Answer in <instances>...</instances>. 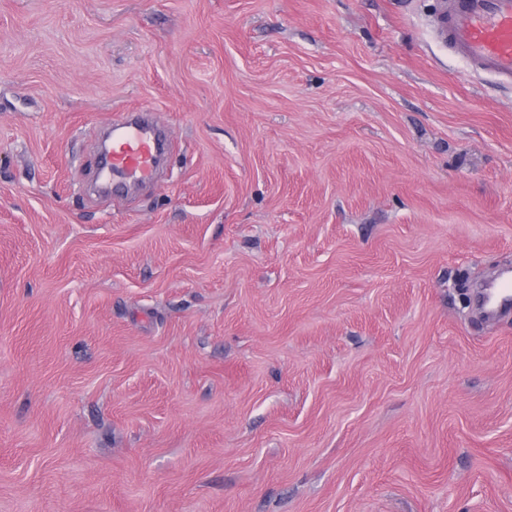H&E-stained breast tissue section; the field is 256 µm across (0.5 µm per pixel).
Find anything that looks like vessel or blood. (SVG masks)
Listing matches in <instances>:
<instances>
[{
	"label": "vessel or blood",
	"instance_id": "vessel-or-blood-1",
	"mask_svg": "<svg viewBox=\"0 0 512 512\" xmlns=\"http://www.w3.org/2000/svg\"><path fill=\"white\" fill-rule=\"evenodd\" d=\"M435 28L451 53L498 82L512 84V0H438ZM161 152L149 118L125 121L113 131L100 174L107 182L118 174L131 182L152 181Z\"/></svg>",
	"mask_w": 512,
	"mask_h": 512
}]
</instances>
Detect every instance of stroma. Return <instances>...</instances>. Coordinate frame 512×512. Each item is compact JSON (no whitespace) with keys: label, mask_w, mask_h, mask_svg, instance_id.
Here are the masks:
<instances>
[{"label":"stroma","mask_w":512,"mask_h":512,"mask_svg":"<svg viewBox=\"0 0 512 512\" xmlns=\"http://www.w3.org/2000/svg\"><path fill=\"white\" fill-rule=\"evenodd\" d=\"M436 6L0 0V512H512V86ZM162 144L148 117L127 120L117 126L112 145L103 155L100 174L105 182L115 175L131 182H150L157 173Z\"/></svg>","instance_id":"stroma-1"}]
</instances>
